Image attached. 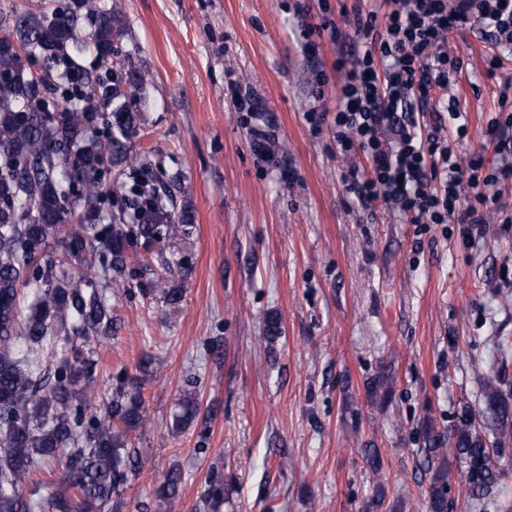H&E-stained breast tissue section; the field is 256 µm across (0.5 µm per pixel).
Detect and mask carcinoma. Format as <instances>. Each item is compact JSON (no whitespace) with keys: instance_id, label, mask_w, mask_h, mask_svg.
<instances>
[{"instance_id":"cac0c4a2","label":"carcinoma","mask_w":512,"mask_h":512,"mask_svg":"<svg viewBox=\"0 0 512 512\" xmlns=\"http://www.w3.org/2000/svg\"><path fill=\"white\" fill-rule=\"evenodd\" d=\"M84 3L88 29L68 7L49 13L14 6L0 23L11 43L0 49V512H121L140 468L129 436L146 425L144 402L120 375L109 401L95 407L89 354L112 328L106 289L124 287L127 263L142 262L134 243L175 240L188 234L192 220L185 208L177 216L161 209L153 224L100 223L105 168L128 162L129 143L140 134L138 115L124 98L143 88L148 75L130 73L127 90L102 80L88 91L73 82L71 68L58 71L90 49L112 66L123 20L96 0ZM31 59L43 69L36 78L26 69ZM52 94L77 100L53 112ZM101 108L111 109L112 135L104 139L93 126ZM46 265L58 272L45 273ZM26 287L31 296L23 308ZM485 404L494 441L466 409L448 447L428 437L430 512L454 507L451 459L467 502L478 504L499 484L497 455L512 444V393L491 387ZM198 411L195 394L183 395L173 430L189 428ZM39 467L59 471L65 490L35 502L26 488ZM183 481L181 469L170 467L145 512H169ZM201 501L206 512H219L224 480L212 478Z\"/></svg>"}]
</instances>
